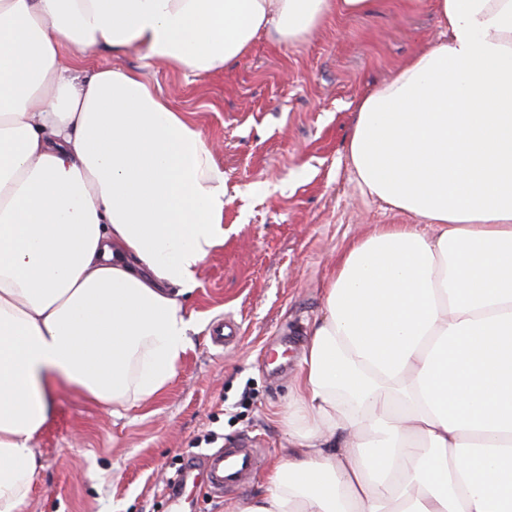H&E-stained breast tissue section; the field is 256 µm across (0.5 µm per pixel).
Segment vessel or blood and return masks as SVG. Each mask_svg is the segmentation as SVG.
I'll return each instance as SVG.
<instances>
[{"mask_svg":"<svg viewBox=\"0 0 512 512\" xmlns=\"http://www.w3.org/2000/svg\"><path fill=\"white\" fill-rule=\"evenodd\" d=\"M236 321L223 319L211 331L215 346L224 348L238 338ZM203 472L211 492L219 498L242 492L255 477L261 461L260 449L240 440L225 444L223 450L206 451L201 455Z\"/></svg>","mask_w":512,"mask_h":512,"instance_id":"vessel-or-blood-1","label":"vessel or blood"}]
</instances>
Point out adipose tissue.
<instances>
[{
	"mask_svg": "<svg viewBox=\"0 0 512 512\" xmlns=\"http://www.w3.org/2000/svg\"><path fill=\"white\" fill-rule=\"evenodd\" d=\"M371 0H0V512H22L65 381L128 411L198 331L183 298L224 242V173L139 74ZM448 40L358 105L362 190L414 215L342 256L288 413L298 453L234 512H512V0H437Z\"/></svg>",
	"mask_w": 512,
	"mask_h": 512,
	"instance_id": "obj_1",
	"label": "adipose tissue"
}]
</instances>
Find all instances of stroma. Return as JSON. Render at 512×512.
<instances>
[{
	"instance_id": "35a3bbf8",
	"label": "stroma",
	"mask_w": 512,
	"mask_h": 512,
	"mask_svg": "<svg viewBox=\"0 0 512 512\" xmlns=\"http://www.w3.org/2000/svg\"><path fill=\"white\" fill-rule=\"evenodd\" d=\"M435 0H372L334 12L302 39L259 33L224 69L184 77L135 52L104 51L87 70L140 71L215 146L227 204L224 243L185 298L199 332L161 397L112 416L60 383L35 440L42 467L23 512H170L163 492L198 440L246 437L265 454L253 484L219 499L188 486L192 512H232L260 495L267 474L295 452L290 389L340 256L377 224H412L359 188L348 156L356 106L417 54L442 41ZM240 326L235 346L209 340L214 319ZM253 399L240 406L243 387Z\"/></svg>"
}]
</instances>
